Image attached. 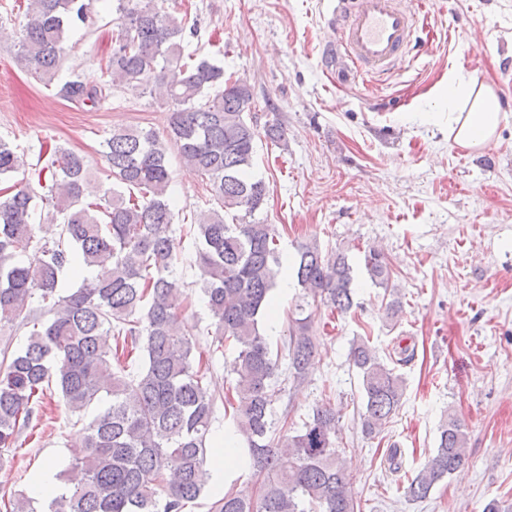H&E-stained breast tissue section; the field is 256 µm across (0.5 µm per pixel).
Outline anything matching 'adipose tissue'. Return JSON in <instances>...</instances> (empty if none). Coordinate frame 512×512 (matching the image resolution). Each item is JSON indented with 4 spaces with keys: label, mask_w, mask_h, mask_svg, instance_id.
Segmentation results:
<instances>
[{
    "label": "adipose tissue",
    "mask_w": 512,
    "mask_h": 512,
    "mask_svg": "<svg viewBox=\"0 0 512 512\" xmlns=\"http://www.w3.org/2000/svg\"><path fill=\"white\" fill-rule=\"evenodd\" d=\"M448 107V132L454 142L480 148L494 138L501 114L497 95L490 86L449 75Z\"/></svg>",
    "instance_id": "obj_1"
}]
</instances>
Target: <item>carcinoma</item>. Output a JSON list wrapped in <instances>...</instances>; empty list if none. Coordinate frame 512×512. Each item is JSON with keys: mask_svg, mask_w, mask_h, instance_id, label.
<instances>
[{"mask_svg": "<svg viewBox=\"0 0 512 512\" xmlns=\"http://www.w3.org/2000/svg\"><path fill=\"white\" fill-rule=\"evenodd\" d=\"M103 0H27L17 61L46 85L59 80L62 44L71 29H93ZM117 15L109 80L90 86L78 79L58 85V96L93 106L105 90L151 78L171 112L165 136L152 129L117 127L103 144L107 167L100 178L84 156L54 147L41 194L15 183L0 195V324L28 329L22 346L0 348V447H15L21 430L58 393L73 415L107 399L84 427L71 462L60 471L61 493L47 512H184L208 482L207 440L216 396L206 384L210 357L181 320L189 296L175 274L180 242L172 235L170 147L209 181L217 207L188 227L198 241L200 290L213 319V336L234 346L231 430L244 439L239 464L255 477L249 494L214 490L211 512H362L354 476L344 467L339 415L326 401L298 429L277 425L272 391L279 359L273 357L264 318L276 310L272 291L282 271L274 225L255 218L267 186L250 176L260 136L280 143L278 122L258 125L252 89L224 78V68L185 54V22L156 0H112ZM26 165L0 140V179ZM47 225L51 236L36 237ZM35 250L39 258H22ZM110 265L89 278L85 271ZM371 282L388 291L387 317L403 304L389 290L392 269L378 250L364 251ZM347 251H323L312 239L299 245L293 264L305 304L289 322L282 345L288 377L303 383L317 354L312 314L305 307L347 314L353 298ZM68 273L81 285L58 288ZM142 316H136L137 312ZM414 358L407 347L387 364L370 337L349 351L363 396L361 432L382 433L401 405L406 384L396 366ZM467 427L444 415L433 455L408 478L406 497L420 501L466 461ZM5 512H35L25 491L3 493Z\"/></svg>", "mask_w": 512, "mask_h": 512, "instance_id": "obj_1", "label": "carcinoma"}]
</instances>
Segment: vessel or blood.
I'll return each mask as SVG.
<instances>
[{"label":"vessel or blood","mask_w":512,"mask_h":512,"mask_svg":"<svg viewBox=\"0 0 512 512\" xmlns=\"http://www.w3.org/2000/svg\"><path fill=\"white\" fill-rule=\"evenodd\" d=\"M336 40L326 57L339 72L392 73L416 39L417 13L401 0H336Z\"/></svg>","instance_id":"1"}]
</instances>
